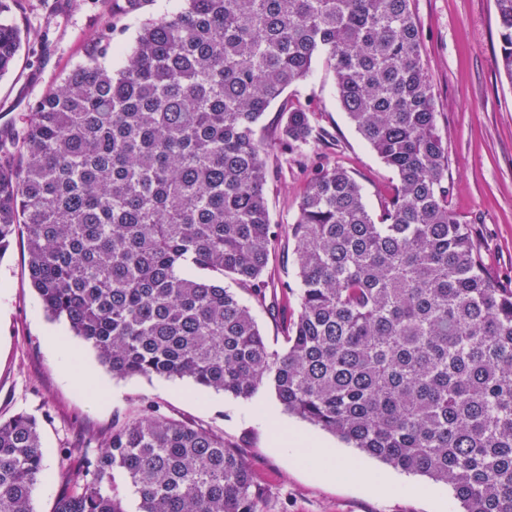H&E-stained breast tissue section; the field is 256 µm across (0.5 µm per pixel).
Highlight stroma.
Wrapping results in <instances>:
<instances>
[{"label":"stroma","instance_id":"35a3bbf8","mask_svg":"<svg viewBox=\"0 0 512 512\" xmlns=\"http://www.w3.org/2000/svg\"><path fill=\"white\" fill-rule=\"evenodd\" d=\"M183 5V0H147L141 11L127 15L117 0H9L0 23L31 36L12 71L0 77V138L9 139L25 123L35 100L82 60L106 21L114 23L115 48L125 50L144 19ZM413 9L434 88L437 129L448 144L449 206L482 239L489 267L511 281L512 84L497 67L494 0H413ZM285 104L309 109L333 139L305 147L301 164L283 175L277 156L268 158L272 223H293L309 170L323 158L349 168L370 208L379 210L397 179L348 121L324 59H316L312 76L289 87L281 103L265 113L264 137L276 135ZM50 333L65 343L70 357L51 350ZM76 363L96 371L99 389L85 388L73 377ZM145 402L172 418L223 432L239 446L267 493L265 512H432V503L415 491L428 483L422 476L406 475L408 490L378 493L369 492L359 474L336 483L316 476L304 458L277 444L282 430H305L367 469L387 473L391 467L288 414L273 389L243 400L187 379L113 378L66 322L47 318L29 281L25 239L16 237L0 258V418L25 413L41 423L45 474L33 494V512H51L64 489L61 475L77 471L82 449L98 451L113 422Z\"/></svg>","mask_w":512,"mask_h":512}]
</instances>
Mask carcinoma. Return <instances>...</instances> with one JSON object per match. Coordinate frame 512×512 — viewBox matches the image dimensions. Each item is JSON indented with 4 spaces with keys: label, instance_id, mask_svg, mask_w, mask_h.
I'll list each match as a JSON object with an SVG mask.
<instances>
[{
    "label": "carcinoma",
    "instance_id": "carcinoma-1",
    "mask_svg": "<svg viewBox=\"0 0 512 512\" xmlns=\"http://www.w3.org/2000/svg\"><path fill=\"white\" fill-rule=\"evenodd\" d=\"M512 82V0H494ZM112 22L0 150V254L26 236L45 313L117 378H189L285 411L462 512H512V288L448 204V145L412 0H184L148 18L117 67ZM30 33L0 23V75ZM322 56L355 130L395 174L379 213L351 171L314 165L291 224L270 221L266 157L324 139L270 105ZM294 279L271 280L282 237ZM229 279L234 287L224 286ZM297 296L272 351L252 314ZM39 422L0 419V512H33ZM120 475L127 499L115 483ZM52 512H264L243 453L146 403L85 452Z\"/></svg>",
    "mask_w": 512,
    "mask_h": 512
}]
</instances>
